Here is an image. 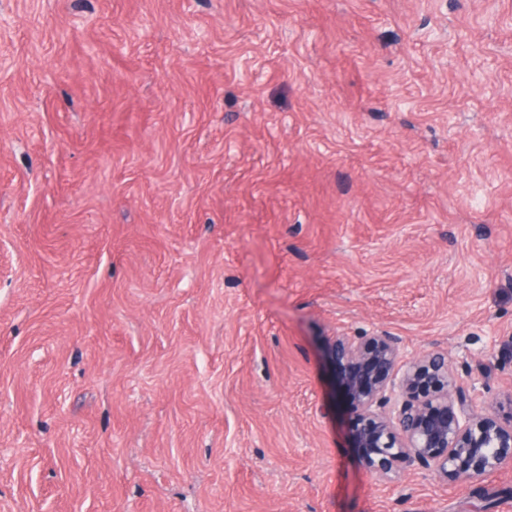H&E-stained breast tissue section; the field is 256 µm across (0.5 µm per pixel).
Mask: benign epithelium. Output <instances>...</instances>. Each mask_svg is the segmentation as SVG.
Wrapping results in <instances>:
<instances>
[{
  "label": "benign epithelium",
  "mask_w": 512,
  "mask_h": 512,
  "mask_svg": "<svg viewBox=\"0 0 512 512\" xmlns=\"http://www.w3.org/2000/svg\"><path fill=\"white\" fill-rule=\"evenodd\" d=\"M331 355L347 400L351 447L368 474L418 464L457 481L512 468V420L476 410L448 355L404 361L400 338L383 332L338 335Z\"/></svg>",
  "instance_id": "7a95c632"
}]
</instances>
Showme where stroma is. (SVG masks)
<instances>
[{
	"label": "stroma",
	"instance_id": "35a3bbf8",
	"mask_svg": "<svg viewBox=\"0 0 512 512\" xmlns=\"http://www.w3.org/2000/svg\"><path fill=\"white\" fill-rule=\"evenodd\" d=\"M360 331L512 414V0H0V512H512L365 472Z\"/></svg>",
	"mask_w": 512,
	"mask_h": 512
}]
</instances>
